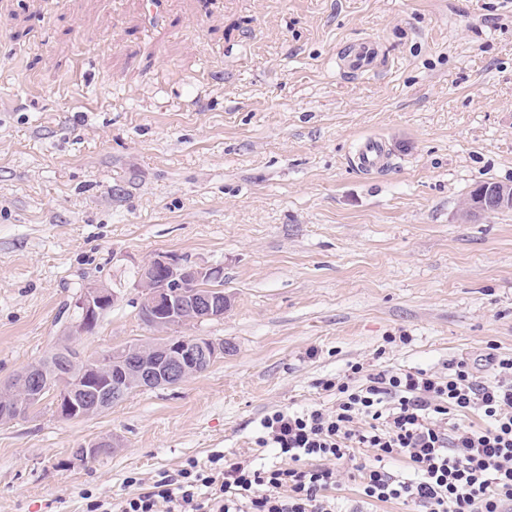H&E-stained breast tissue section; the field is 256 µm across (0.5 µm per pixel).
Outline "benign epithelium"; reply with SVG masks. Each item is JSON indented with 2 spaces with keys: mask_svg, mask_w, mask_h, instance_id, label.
Returning <instances> with one entry per match:
<instances>
[{
  "mask_svg": "<svg viewBox=\"0 0 512 512\" xmlns=\"http://www.w3.org/2000/svg\"><path fill=\"white\" fill-rule=\"evenodd\" d=\"M511 209L512 186H496L472 202L467 215L479 217ZM138 287L139 306L151 314L152 326L159 332L176 323L201 324L224 317L227 300L216 267L198 266L176 257H155L140 268ZM115 300L114 292L103 285L83 289L75 302L79 317L70 327L72 335L88 334L102 309ZM223 355L224 343L206 337L157 342L148 354H126L115 366L106 367V379L87 389L85 403L70 407L67 413L79 418L102 413L132 389L173 386ZM22 384L28 400L42 397L44 389L38 369H26Z\"/></svg>",
  "mask_w": 512,
  "mask_h": 512,
  "instance_id": "benign-epithelium-1",
  "label": "benign epithelium"
}]
</instances>
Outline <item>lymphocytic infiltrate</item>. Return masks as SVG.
<instances>
[{
    "label": "lymphocytic infiltrate",
    "mask_w": 512,
    "mask_h": 512,
    "mask_svg": "<svg viewBox=\"0 0 512 512\" xmlns=\"http://www.w3.org/2000/svg\"><path fill=\"white\" fill-rule=\"evenodd\" d=\"M487 360V377L464 358L444 375L351 365L345 380L322 383L335 391V409L278 410L261 419L258 446L287 466L191 461L148 491L89 498L87 512H336L330 463L350 460L355 448L376 451L372 463L356 467L365 500L400 501L414 512H512V356ZM472 415L481 425L469 423ZM397 456L406 459L407 476L389 472Z\"/></svg>",
    "instance_id": "f902f5d3"
}]
</instances>
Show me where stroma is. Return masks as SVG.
<instances>
[{"label": "stroma", "mask_w": 512, "mask_h": 512, "mask_svg": "<svg viewBox=\"0 0 512 512\" xmlns=\"http://www.w3.org/2000/svg\"><path fill=\"white\" fill-rule=\"evenodd\" d=\"M377 39L371 73L341 48ZM388 141L376 173L352 158ZM512 0H0V380L62 341L97 357L160 335L138 316L158 256L221 265L223 319L180 325L226 352L175 386L65 420L0 423V512H86L212 455L277 464L264 415L334 409L351 364L480 375L512 355ZM117 296L93 333L73 305ZM116 441L85 465L76 448ZM336 466L341 512L363 502ZM512 209V186H496L484 192L476 201L467 207L469 217H479L499 211ZM116 295L104 285H93L83 289L75 302L79 318L74 319L70 331L72 336H83L88 333L89 327L95 323L99 313L108 304L114 305Z\"/></svg>", "instance_id": "1"}]
</instances>
